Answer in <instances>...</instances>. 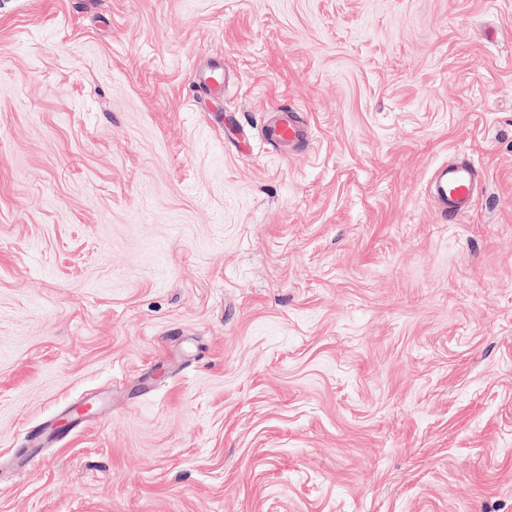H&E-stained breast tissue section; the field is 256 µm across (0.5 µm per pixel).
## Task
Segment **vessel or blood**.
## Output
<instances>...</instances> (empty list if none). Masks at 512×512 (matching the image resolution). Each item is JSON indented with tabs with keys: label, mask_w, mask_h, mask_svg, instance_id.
<instances>
[{
	"label": "vessel or blood",
	"mask_w": 512,
	"mask_h": 512,
	"mask_svg": "<svg viewBox=\"0 0 512 512\" xmlns=\"http://www.w3.org/2000/svg\"><path fill=\"white\" fill-rule=\"evenodd\" d=\"M265 136L275 144L294 145L303 141L305 132L291 117L277 116L265 128ZM483 179L481 170L466 156L460 155L434 172L428 194L448 220L467 214Z\"/></svg>",
	"instance_id": "b4317fda"
}]
</instances>
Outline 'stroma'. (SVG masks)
<instances>
[{"mask_svg": "<svg viewBox=\"0 0 512 512\" xmlns=\"http://www.w3.org/2000/svg\"><path fill=\"white\" fill-rule=\"evenodd\" d=\"M0 512H512V0H0ZM265 136L271 143L288 144L290 146L303 141L305 132L294 117L288 114V118L279 115L270 120L265 128ZM482 179L481 170L468 157L459 155L436 169L428 194L451 222L472 209Z\"/></svg>", "mask_w": 512, "mask_h": 512, "instance_id": "35a3bbf8", "label": "stroma"}]
</instances>
